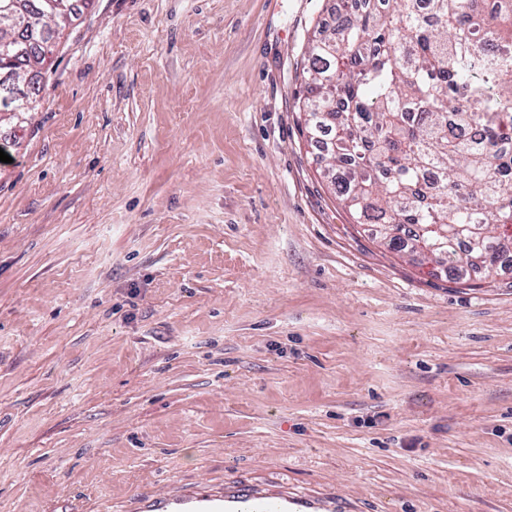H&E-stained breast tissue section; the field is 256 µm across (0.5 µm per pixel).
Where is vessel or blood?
<instances>
[{"mask_svg": "<svg viewBox=\"0 0 512 512\" xmlns=\"http://www.w3.org/2000/svg\"><path fill=\"white\" fill-rule=\"evenodd\" d=\"M168 504L173 512H302L308 500L285 490L256 489L243 493L229 485L205 496L183 493L170 498Z\"/></svg>", "mask_w": 512, "mask_h": 512, "instance_id": "1", "label": "vessel or blood"}]
</instances>
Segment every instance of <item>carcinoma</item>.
I'll return each instance as SVG.
<instances>
[{"label":"carcinoma","mask_w":512,"mask_h":512,"mask_svg":"<svg viewBox=\"0 0 512 512\" xmlns=\"http://www.w3.org/2000/svg\"><path fill=\"white\" fill-rule=\"evenodd\" d=\"M342 2L299 96L337 199L395 253L492 276L512 256V0H423L426 23L416 0ZM60 35L0 65L41 64Z\"/></svg>","instance_id":"cac0c4a2"}]
</instances>
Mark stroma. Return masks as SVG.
<instances>
[{"label":"stroma","mask_w":512,"mask_h":512,"mask_svg":"<svg viewBox=\"0 0 512 512\" xmlns=\"http://www.w3.org/2000/svg\"><path fill=\"white\" fill-rule=\"evenodd\" d=\"M333 6L94 0L0 120V512H512V266L454 282L337 200L298 111ZM36 79V71L32 70L23 80L16 81L11 86L13 106L10 112H28L33 107L34 102L28 96H31ZM163 499L173 512H302L309 501L304 496L289 494L286 489L240 493L234 485L206 496L187 492Z\"/></svg>","instance_id":"obj_1"}]
</instances>
